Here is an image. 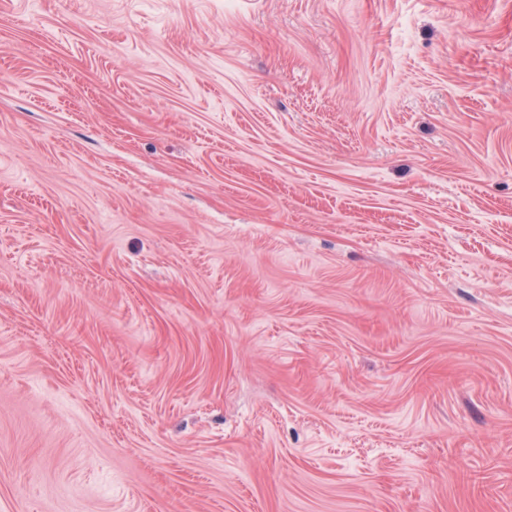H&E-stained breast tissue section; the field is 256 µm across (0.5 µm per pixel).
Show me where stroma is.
Listing matches in <instances>:
<instances>
[{"label":"stroma","instance_id":"stroma-1","mask_svg":"<svg viewBox=\"0 0 512 512\" xmlns=\"http://www.w3.org/2000/svg\"><path fill=\"white\" fill-rule=\"evenodd\" d=\"M0 512H512V0H0Z\"/></svg>","mask_w":512,"mask_h":512}]
</instances>
